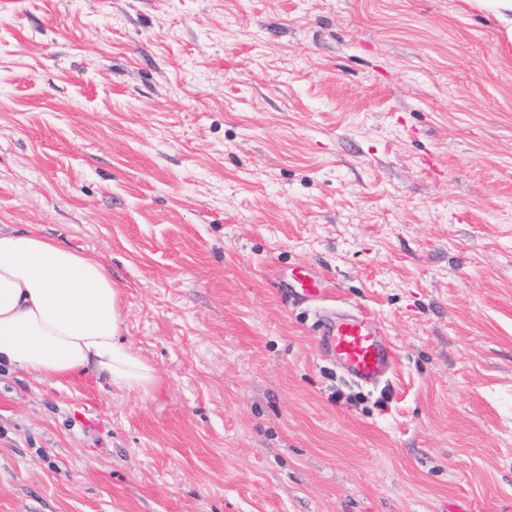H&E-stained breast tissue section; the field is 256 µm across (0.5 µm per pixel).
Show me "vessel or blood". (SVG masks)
<instances>
[{
	"label": "vessel or blood",
	"instance_id": "vessel-or-blood-1",
	"mask_svg": "<svg viewBox=\"0 0 512 512\" xmlns=\"http://www.w3.org/2000/svg\"><path fill=\"white\" fill-rule=\"evenodd\" d=\"M284 289L303 302L327 297L329 292L326 281L305 265L290 270ZM318 341L335 358L337 368L362 386H378L396 364L394 347L385 341L374 321L363 314L323 322Z\"/></svg>",
	"mask_w": 512,
	"mask_h": 512
}]
</instances>
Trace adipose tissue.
Masks as SVG:
<instances>
[{"label":"adipose tissue","instance_id":"adipose-tissue-1","mask_svg":"<svg viewBox=\"0 0 512 512\" xmlns=\"http://www.w3.org/2000/svg\"><path fill=\"white\" fill-rule=\"evenodd\" d=\"M122 323L121 293L98 259L0 228V367L37 379L88 373L150 394L159 378L121 341Z\"/></svg>","mask_w":512,"mask_h":512}]
</instances>
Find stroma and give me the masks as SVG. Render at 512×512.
Segmentation results:
<instances>
[{"label":"stroma","mask_w":512,"mask_h":512,"mask_svg":"<svg viewBox=\"0 0 512 512\" xmlns=\"http://www.w3.org/2000/svg\"><path fill=\"white\" fill-rule=\"evenodd\" d=\"M1 224L104 264L160 386L1 369L0 512L512 506V44L466 0H0ZM284 289L303 302L327 297L329 292L326 281L315 270L305 265L292 268L288 272ZM316 336L319 344L335 358L336 368L361 386L377 387L394 370V347L364 314L323 321Z\"/></svg>","instance_id":"stroma-1"}]
</instances>
